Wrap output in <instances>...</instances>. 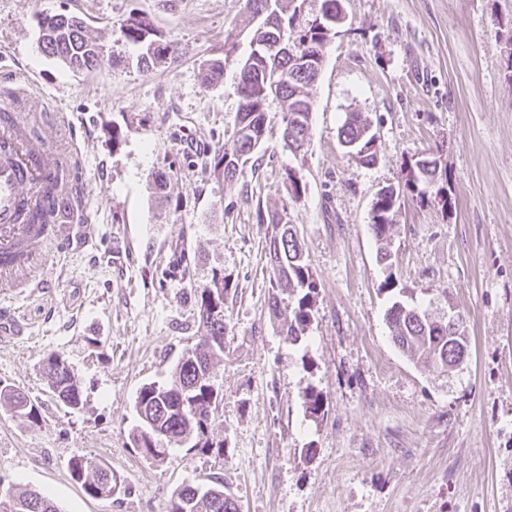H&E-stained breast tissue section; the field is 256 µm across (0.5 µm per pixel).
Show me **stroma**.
<instances>
[{
  "instance_id": "obj_1",
  "label": "stroma",
  "mask_w": 512,
  "mask_h": 512,
  "mask_svg": "<svg viewBox=\"0 0 512 512\" xmlns=\"http://www.w3.org/2000/svg\"><path fill=\"white\" fill-rule=\"evenodd\" d=\"M310 94V140L298 159L268 106L257 162L234 180L210 173L231 148L236 61L254 23L245 0H0V94L21 81L66 113L81 148L88 243L47 263L44 292L0 288L23 326L0 335V381L26 392L37 419L0 407V496L45 493L60 512H166L173 490L219 480L239 512H512V0H342ZM81 18L110 60L73 72L39 48V23ZM147 17L176 52L136 65L121 33ZM235 50L226 54L225 39ZM225 59L204 87L199 64ZM372 125L375 164L338 141L350 113ZM440 152L454 209L405 196L389 251L377 257L371 209L410 162ZM306 190L291 198L288 169ZM284 210L317 282L303 341L285 343L269 314L266 225ZM223 278L222 400L210 450L172 442L164 461L131 439L142 385L165 383L196 343L197 291ZM401 300L451 303L470 351L462 368L424 369L391 339ZM60 353L82 386L58 402L42 371ZM321 393L322 416L308 394ZM107 461L122 484L89 497L73 455Z\"/></svg>"
}]
</instances>
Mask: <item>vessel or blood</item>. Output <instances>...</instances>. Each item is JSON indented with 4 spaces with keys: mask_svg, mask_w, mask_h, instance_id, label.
I'll return each mask as SVG.
<instances>
[{
    "mask_svg": "<svg viewBox=\"0 0 512 512\" xmlns=\"http://www.w3.org/2000/svg\"><path fill=\"white\" fill-rule=\"evenodd\" d=\"M31 109L15 111L0 104V287L27 284L42 287L44 268L52 255L71 250L84 240L90 227L76 223L70 191L57 180L61 166L80 168L77 149L57 154L50 142L34 134V113L43 111L42 99L29 93ZM70 227L61 235L59 225ZM25 261H18V252Z\"/></svg>",
    "mask_w": 512,
    "mask_h": 512,
    "instance_id": "obj_1",
    "label": "vessel or blood"
}]
</instances>
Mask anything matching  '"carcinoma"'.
Returning a JSON list of instances; mask_svg holds the SVG:
<instances>
[{"instance_id": "obj_1", "label": "carcinoma", "mask_w": 512, "mask_h": 512, "mask_svg": "<svg viewBox=\"0 0 512 512\" xmlns=\"http://www.w3.org/2000/svg\"><path fill=\"white\" fill-rule=\"evenodd\" d=\"M340 0H321L319 14L302 18L299 0H245L246 9L253 16L260 13L273 17L278 28H284L287 38L301 51L315 57V68L300 72L290 65L291 59L282 58L275 63L271 55H248L240 63L237 94L240 99L237 123L229 151L220 147L213 158V172L232 181L244 165L258 155L267 134L268 103L276 100L283 112L284 128L288 129V148L304 150L309 141L310 126L296 122L301 112L313 109L309 88L314 85L318 71L324 66L325 54L336 35V27L345 16ZM124 39L138 47V64L154 68L166 63L169 45L156 39L152 23L145 17L130 14L121 24ZM39 48L64 66L92 72L105 61L104 50L88 39L83 22L73 16L58 14L50 17L47 27L40 30ZM280 70L279 84L271 87L266 71ZM224 70L221 60H206L200 65L201 83L208 86ZM369 124L357 113H351L339 130V142L347 154L363 163L372 164L378 155V145L368 133ZM442 180L439 159L426 155L409 165L404 181L388 186L389 194L376 198L372 206L371 229L378 241L391 240L396 226V213L405 194L425 199L428 189ZM271 228L266 238L270 266V314L278 321L280 332L290 345L298 344L305 336L313 309V294L317 288L304 248L294 225L276 211L259 217ZM224 278H213L211 284L200 288L197 301L199 332L209 336H224ZM292 297L286 302L278 293ZM394 344L412 360L443 373L458 369L462 349L469 348L462 316L455 326L445 318L433 317L428 311L394 302L387 311ZM219 346L208 350L194 349L183 355L163 385H143L135 400L136 412L145 414L151 423H141L150 429L155 447H144L141 453L155 461L165 458L163 440L188 439L206 436L213 423V389L210 384L212 361ZM48 386L65 406L76 409L82 403V389L65 359L57 352L49 354L43 362ZM0 404L28 418L35 414V406L28 394L0 381ZM71 478L80 483L92 498L112 497L113 487L120 479L103 460L90 461L75 455L69 461ZM8 500L11 509L0 512H60L52 499L36 490L25 489L0 497ZM167 512H238L234 499L224 494V486L213 483L205 486L184 485L175 489L169 499Z\"/></svg>"}]
</instances>
